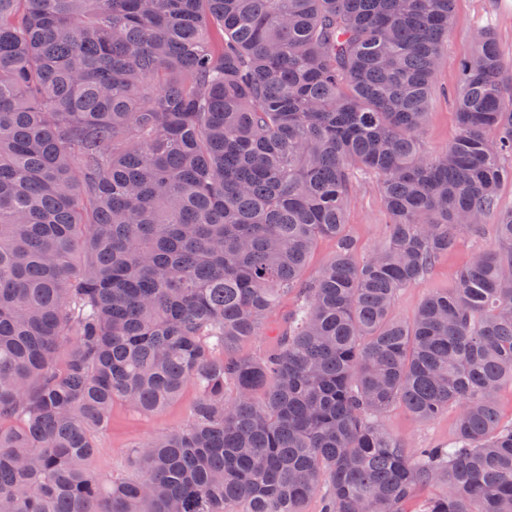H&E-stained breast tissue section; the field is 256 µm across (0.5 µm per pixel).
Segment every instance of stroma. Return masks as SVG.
Returning a JSON list of instances; mask_svg holds the SVG:
<instances>
[{"instance_id":"stroma-1","label":"stroma","mask_w":512,"mask_h":512,"mask_svg":"<svg viewBox=\"0 0 512 512\" xmlns=\"http://www.w3.org/2000/svg\"><path fill=\"white\" fill-rule=\"evenodd\" d=\"M492 28L505 58H512V0H454L452 26L444 44L437 74L440 89L432 100L423 135L427 150L447 147L456 137L458 126L452 100L446 89L457 80L459 64L472 48V38L481 28ZM388 217L382 207L377 180L370 175H356L353 196L347 213V231L358 245V259H365L385 240ZM495 215L484 221V232L475 237L462 235L450 254L438 258L430 273L416 284L403 289L395 298L393 313L404 321L412 320L426 297L435 289L447 287L474 250L495 245ZM197 398L195 386H187L181 396L163 410L153 414L140 413L123 403L112 407V420L99 436L100 452L92 461L93 471L102 477L123 472L128 448L161 434L186 427L190 410ZM455 411L429 421L419 422L401 406L389 408L380 418L382 429L400 440L407 448H430L444 445L454 435Z\"/></svg>"}]
</instances>
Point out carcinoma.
Instances as JSON below:
<instances>
[{"mask_svg": "<svg viewBox=\"0 0 512 512\" xmlns=\"http://www.w3.org/2000/svg\"><path fill=\"white\" fill-rule=\"evenodd\" d=\"M452 2L0 0L1 509L303 512L325 480L322 512H404L427 485L422 512H512V61L476 32L458 134L426 151ZM357 172L389 217L361 263ZM493 211L497 246L396 318ZM294 290L268 349L235 355ZM189 383L186 428L89 468L116 402ZM395 404L457 407L453 441L402 447ZM335 248L336 244L333 240H320L309 259L305 272L306 276H314L324 265L327 259L332 255Z\"/></svg>", "mask_w": 512, "mask_h": 512, "instance_id": "obj_1", "label": "carcinoma"}]
</instances>
